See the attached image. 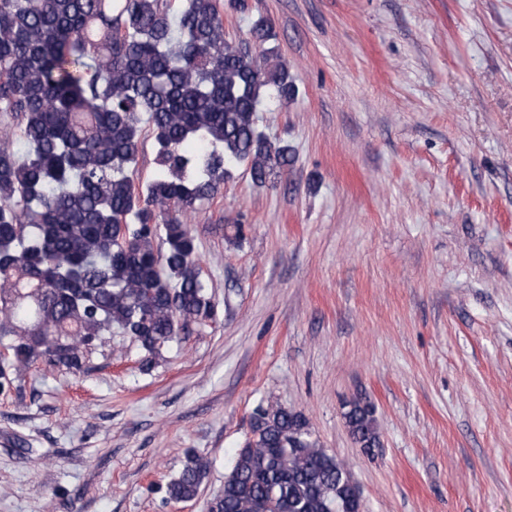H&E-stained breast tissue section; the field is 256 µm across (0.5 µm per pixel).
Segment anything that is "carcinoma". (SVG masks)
Returning a JSON list of instances; mask_svg holds the SVG:
<instances>
[{
	"mask_svg": "<svg viewBox=\"0 0 512 512\" xmlns=\"http://www.w3.org/2000/svg\"><path fill=\"white\" fill-rule=\"evenodd\" d=\"M0 0V115L23 147L0 140V392L39 360L87 371L116 331L148 368L162 346L215 318L188 214L212 201L231 168L257 185L291 163L258 129L295 78L249 29L250 51L224 39V4L245 0ZM155 171L135 185L141 116ZM356 444L380 447L374 406L345 414ZM207 512H360L345 464L312 439L306 418L258 406ZM210 467L188 452L166 487L195 499Z\"/></svg>",
	"mask_w": 512,
	"mask_h": 512,
	"instance_id": "1",
	"label": "carcinoma"
}]
</instances>
